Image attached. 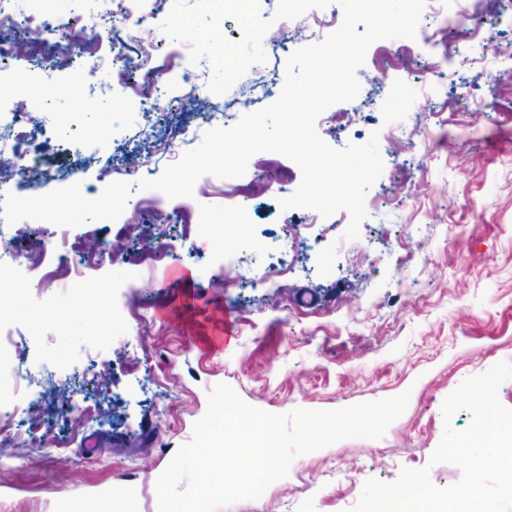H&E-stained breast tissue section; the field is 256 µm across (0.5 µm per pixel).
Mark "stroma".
<instances>
[{"mask_svg":"<svg viewBox=\"0 0 512 512\" xmlns=\"http://www.w3.org/2000/svg\"><path fill=\"white\" fill-rule=\"evenodd\" d=\"M447 8L448 0H427L416 39L370 47L357 71L358 97L334 106L346 115L345 131L316 123L332 148L362 144L381 126L395 79L419 92L397 142L379 140L384 172L367 193V217L353 241L343 237L344 211L287 237L278 200L302 173L273 152L252 156L242 177L208 176V194L165 200V224L131 178L114 186L129 202L121 219L97 204L104 175L137 163L149 141L185 128L204 133L202 113L284 81L290 49L251 66L222 95L208 89V62L184 63L143 106L122 99L109 68L91 73L94 62L111 57V44L56 61L47 46L22 44L13 33L17 48L0 71V129H8L26 84L45 87L31 109L55 120L35 137L42 177L5 187L47 202L75 196L82 206L62 236L22 209L0 224V242L25 226L32 246L0 257V280L24 287L28 312L16 314L7 294L0 312L19 339L13 362L47 370L42 415L65 399L92 398L101 419L87 435L103 450L90 465L74 446L0 463V512H68L77 499L94 506L131 496L139 512H150L159 475L192 440L220 383L276 414L340 409L406 390L411 397L383 438L345 439L299 456L259 499L219 512H351L366 480L392 482L405 468H428L441 488L460 480L455 465L430 462L445 426L442 403L467 377L512 361V75L500 74L486 53L492 44L512 47V13L499 28L468 37L459 63L437 31ZM416 55L451 65L452 79L421 78ZM394 182L407 190L386 198L384 187ZM240 208L245 224L221 229ZM129 237L139 245L126 254L123 274L90 262ZM285 263L291 271L276 285L259 283ZM49 267L61 276L47 285ZM79 279L103 292L85 297L87 317L60 319L66 290ZM228 314L235 330L226 343Z\"/></svg>","mask_w":512,"mask_h":512,"instance_id":"obj_1","label":"stroma"}]
</instances>
